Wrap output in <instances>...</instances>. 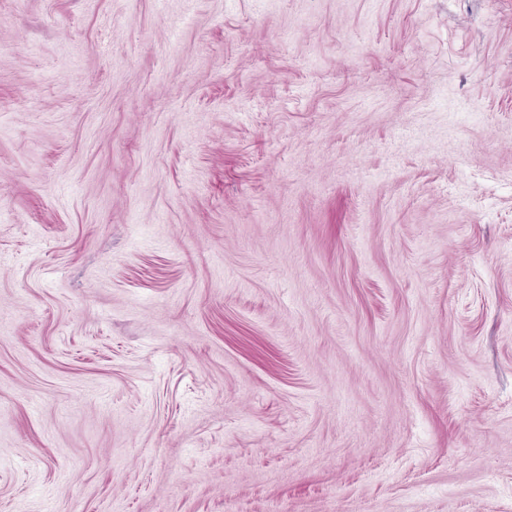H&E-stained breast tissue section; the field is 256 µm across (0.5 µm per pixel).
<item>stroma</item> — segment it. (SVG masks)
Instances as JSON below:
<instances>
[{
  "mask_svg": "<svg viewBox=\"0 0 512 512\" xmlns=\"http://www.w3.org/2000/svg\"><path fill=\"white\" fill-rule=\"evenodd\" d=\"M0 512H512V0H0Z\"/></svg>",
  "mask_w": 512,
  "mask_h": 512,
  "instance_id": "1",
  "label": "stroma"
}]
</instances>
